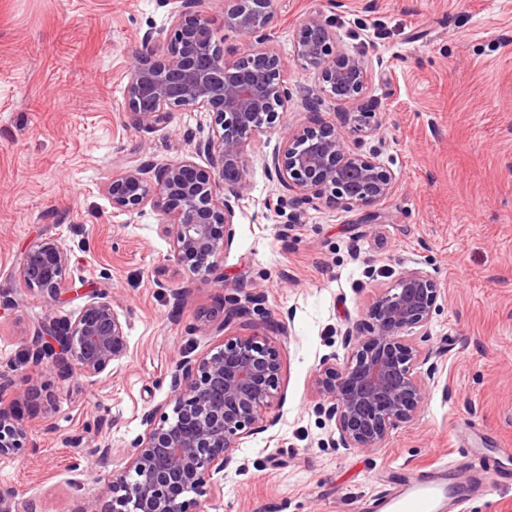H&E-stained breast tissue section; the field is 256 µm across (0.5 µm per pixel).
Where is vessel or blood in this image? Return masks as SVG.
Instances as JSON below:
<instances>
[{
	"mask_svg": "<svg viewBox=\"0 0 512 512\" xmlns=\"http://www.w3.org/2000/svg\"><path fill=\"white\" fill-rule=\"evenodd\" d=\"M469 470L483 471L492 481L512 483V471L496 467L485 457L468 452L449 466L448 473L453 477L451 484L439 483L430 475L415 479L404 478L395 492L375 498L372 508L374 512H439L441 499L450 492L455 493L457 505H465V484L458 481L457 475Z\"/></svg>",
	"mask_w": 512,
	"mask_h": 512,
	"instance_id": "1",
	"label": "vessel or blood"
}]
</instances>
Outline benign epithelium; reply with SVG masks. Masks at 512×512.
<instances>
[{
    "mask_svg": "<svg viewBox=\"0 0 512 512\" xmlns=\"http://www.w3.org/2000/svg\"><path fill=\"white\" fill-rule=\"evenodd\" d=\"M204 0H163L171 28L146 31L142 50L132 62L124 89L125 108L135 123L156 126L180 110L205 112L213 136L195 147L205 153L209 169L188 157L162 165L131 166L112 178L106 194L112 209L131 214L151 205L169 216L159 225L177 262L215 272L235 238L236 210L248 190L242 156L247 141L273 127L288 111L293 93L288 61L270 38L271 0H226L223 28L254 40L242 56L225 45L224 35L201 5ZM294 53L317 69L322 89L343 104L356 102L366 89L369 60L336 51L333 22L308 16L293 34ZM308 102L311 120L288 130L282 145L265 162L269 177L303 203L368 209L366 218L381 217L394 189V178L374 157L349 149L347 132L362 130L370 112L341 113L329 125ZM223 186L222 195L215 187ZM68 270L67 252L54 241L30 246L19 265L24 287L54 300ZM441 288L418 269L400 272L394 286L383 289L369 315L370 332L344 333L343 359L331 354L316 366L312 391L317 410L335 421L337 448L374 451L389 433L411 423L423 408L436 365L416 345L433 320ZM257 298L230 297L221 304L223 330L250 319ZM126 323L105 292L93 291L75 321L43 324L29 350L39 367L51 359L62 377L77 370L86 377L103 374L128 353ZM267 334L226 336L212 350L176 361L170 374L172 414L142 415L144 434L133 445L124 466L108 471L110 512H200L197 497L215 488L219 474L238 463V451L252 436L277 422L272 409L283 402L282 357L273 341L285 335L274 322ZM0 370V461H12L26 448L27 426L3 404ZM193 497H188V494ZM17 487H0V512H18Z\"/></svg>",
    "mask_w": 512,
    "mask_h": 512,
    "instance_id": "obj_1",
    "label": "benign epithelium"
}]
</instances>
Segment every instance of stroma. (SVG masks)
<instances>
[{"label":"stroma","mask_w":512,"mask_h":512,"mask_svg":"<svg viewBox=\"0 0 512 512\" xmlns=\"http://www.w3.org/2000/svg\"><path fill=\"white\" fill-rule=\"evenodd\" d=\"M270 34L293 84L319 92L315 69L292 58L308 15L335 25L338 46L371 61L355 110L379 113L350 149L373 154L395 188L379 223L365 210L299 204L262 157L308 120L293 98L278 125L245 149L248 191L220 274L178 263L153 207L113 212L112 177L146 162L194 157L212 133L206 113H169L137 126L124 105L130 60L148 27L172 20L159 0H0V370L40 390L25 415L24 454L0 462V486L26 489L36 512L106 506L97 443L123 458L143 435L145 411L170 412L169 373L224 336L285 323L286 398L278 423L251 437L201 512H368L403 470H428L472 448L512 470V0H274ZM68 249L76 286L107 290L125 315L129 353L109 373L60 378L33 368L27 349L47 319L74 322L85 299L25 290L24 251ZM433 278L441 297L417 344L437 365L421 414L374 452L333 448L336 426L316 407L310 377L343 354L346 328L367 330L378 289L401 270ZM187 289L181 307L171 292ZM262 292V315L226 332L199 317L224 298Z\"/></svg>","instance_id":"obj_1"}]
</instances>
